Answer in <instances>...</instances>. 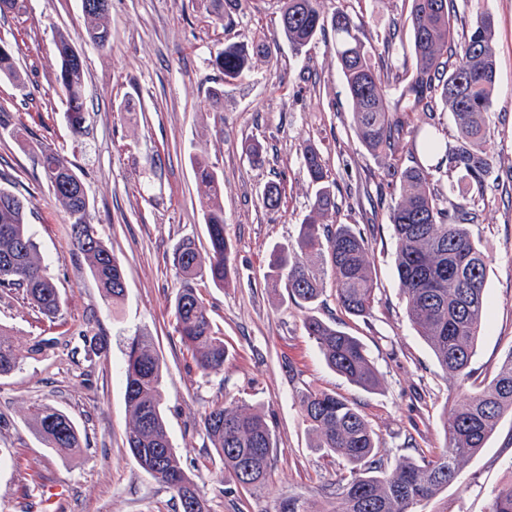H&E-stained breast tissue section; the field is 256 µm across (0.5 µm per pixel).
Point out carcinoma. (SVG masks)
<instances>
[{
    "label": "carcinoma",
    "mask_w": 512,
    "mask_h": 512,
    "mask_svg": "<svg viewBox=\"0 0 512 512\" xmlns=\"http://www.w3.org/2000/svg\"><path fill=\"white\" fill-rule=\"evenodd\" d=\"M87 2L82 0L87 36L104 48L112 39L108 8ZM450 2L410 0L411 59L404 58L389 69L372 63V45L343 7L327 14L319 0H281L279 28L297 54L326 28L332 29L336 60L353 104L356 134L374 154L387 153L406 137L415 143L421 136L425 146L433 148L434 137L420 135L419 128L411 125V114L430 111L433 97H440L458 130L456 143L446 154L448 169L481 188L494 164L487 149L491 132L486 115L495 95V23L491 14L481 12L466 26ZM458 34L460 52L450 64L445 54ZM72 46L68 34L58 33V81L65 94L70 128L80 133L85 123V64L83 57L70 53ZM268 52L264 42L242 41L224 46L211 56V63L224 73V79L233 80L250 70L253 58ZM0 77L21 79L12 48L1 39ZM38 163L45 175L56 177L53 193L67 214L77 248L89 261L93 279L107 300L119 304L126 293L121 262L98 233L85 237L79 231L92 225L81 178L50 147L40 148ZM302 164L315 189L311 214L300 225L294 242L273 250L266 273L268 287L285 289L297 304L313 305L329 275L345 313L368 318L376 297L369 240L348 224L321 223L334 208L328 171L321 153L312 146L303 149ZM194 165L206 204L208 248L200 251L190 238L175 247L172 263L182 288L174 298L173 314L183 345L197 368L210 375L224 369L226 348L214 330L199 288L224 286L234 274V266L232 247L224 235L222 177L203 159H195ZM387 176L399 184L389 221L408 320L429 342L446 374L456 380L462 397L444 417L447 445L441 454H426L410 437L403 448L412 453L390 464L357 403L320 388L299 391L302 416L314 447L347 464L346 473L329 489L331 507L321 512H416L417 505L458 479L463 466L487 447L501 418L512 414V348L487 385L465 387L488 310L485 286L490 259L470 229L475 212L466 203L445 206L431 190L432 168L403 167L394 162L388 164ZM0 292L21 295L50 319L62 308L60 292L38 256L26 206L2 185ZM303 327L326 364L347 382L364 391L381 385L378 371L356 337L313 314L304 318ZM56 344L53 338L41 339L23 352L9 330L0 327V377L12 374L24 359L42 355ZM123 378L131 418L126 444L138 466L172 492L182 512H208L204 495L185 473L171 443L162 409L160 358L150 337L132 338ZM31 421L45 447L70 453L82 448L79 428L67 413L42 407L34 411ZM203 427L223 466L224 483L248 491L265 484L278 445L264 413L245 403L217 405L205 412ZM489 512H512V480L494 490Z\"/></svg>",
    "instance_id": "1"
}]
</instances>
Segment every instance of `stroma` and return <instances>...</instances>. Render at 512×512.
I'll use <instances>...</instances> for the list:
<instances>
[{
  "instance_id": "stroma-1",
  "label": "stroma",
  "mask_w": 512,
  "mask_h": 512,
  "mask_svg": "<svg viewBox=\"0 0 512 512\" xmlns=\"http://www.w3.org/2000/svg\"><path fill=\"white\" fill-rule=\"evenodd\" d=\"M0 14V39L14 51L21 83L0 78V181L24 200L42 261L63 297L62 316L48 321L27 302L0 294V325L20 347L55 337L44 355L25 359L0 378V512H181L169 490L145 473L125 443L123 369L134 335L152 337L160 357L163 409L186 473L201 487L209 512H277L304 496L324 504L342 462L313 446L298 392L336 391L360 404L388 460L406 436L438 453L446 446L444 413L459 393L432 348L406 316L395 275V240L388 215L397 194L384 178L387 159L368 152L354 129L352 102L325 31L306 52L292 51L279 31V0H244L224 16L212 0H110L112 40L89 42L81 0H16ZM348 5L373 46L389 30L410 43L406 0H321L323 11ZM496 25V96L487 116L494 133V171L472 226L490 258L488 317L478 338L472 382L487 381L512 348V0H479ZM67 32L85 60V131L73 135L56 76L55 40ZM262 40L267 55L242 77L225 81L211 56L224 45ZM224 90L213 103L211 88ZM262 145L249 159L252 142ZM319 149L334 180L329 223L367 234L377 270L371 317L346 318L333 284H325L315 315L357 336L381 375L363 391L332 371L303 328L305 308L286 291L268 288L271 250L295 240L314 192L302 150ZM56 149L79 173L100 237L121 261L126 297L102 298L68 217L36 154ZM224 179V229L236 273L203 299L224 338L217 374H202L175 331L171 304L181 287L172 265L177 243L194 238L207 249L204 207L194 158ZM278 183L277 209L262 203ZM244 402L260 409L278 441L262 489H229L207 440L202 416L215 405ZM69 413L85 440L80 455L45 448L30 425L33 407ZM512 480V416L463 469L457 484L422 502L417 512H487L492 491Z\"/></svg>"
}]
</instances>
